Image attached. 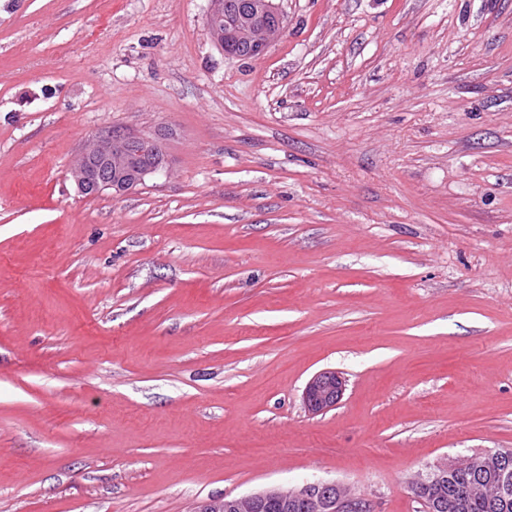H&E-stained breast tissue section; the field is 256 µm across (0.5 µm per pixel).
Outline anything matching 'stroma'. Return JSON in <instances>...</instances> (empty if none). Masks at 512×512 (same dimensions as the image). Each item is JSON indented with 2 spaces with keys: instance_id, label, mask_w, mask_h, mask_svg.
Returning <instances> with one entry per match:
<instances>
[{
  "instance_id": "35a3bbf8",
  "label": "stroma",
  "mask_w": 512,
  "mask_h": 512,
  "mask_svg": "<svg viewBox=\"0 0 512 512\" xmlns=\"http://www.w3.org/2000/svg\"><path fill=\"white\" fill-rule=\"evenodd\" d=\"M278 3L245 58L208 0H0V512H423L512 449V0ZM110 129L167 171L81 193ZM345 380L338 372L324 369L306 384L303 400L310 412L323 414L336 407L345 391ZM330 487L338 489V492L336 490L332 495L335 500L338 495V503L343 512L371 511V505L367 500L347 492L335 482L322 481L305 484L300 488H289V492L288 487H279L241 498H232L224 501V507L226 509H238L243 504H246L250 509L257 510L266 502L263 505V510L260 512H315L316 510L319 512H334L336 510L335 500L328 498V494L325 491ZM289 493V499L292 500L290 502L268 501L271 499L288 500ZM309 500L315 503L316 510L312 507Z\"/></svg>"
}]
</instances>
